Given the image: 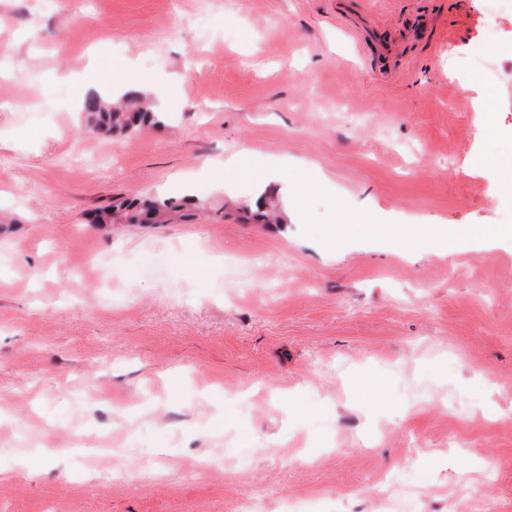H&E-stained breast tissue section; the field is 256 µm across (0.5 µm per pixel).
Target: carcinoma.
<instances>
[{"label": "carcinoma", "instance_id": "carcinoma-1", "mask_svg": "<svg viewBox=\"0 0 512 512\" xmlns=\"http://www.w3.org/2000/svg\"><path fill=\"white\" fill-rule=\"evenodd\" d=\"M82 109L86 127L124 135L134 134L146 126L161 125L166 119L164 112H155L130 100L123 107L116 106L96 93L84 99ZM182 218L181 205L173 199L148 198L139 203L120 201L99 220L109 224H175Z\"/></svg>", "mask_w": 512, "mask_h": 512}]
</instances>
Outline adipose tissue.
Masks as SVG:
<instances>
[{
	"instance_id": "obj_1",
	"label": "adipose tissue",
	"mask_w": 512,
	"mask_h": 512,
	"mask_svg": "<svg viewBox=\"0 0 512 512\" xmlns=\"http://www.w3.org/2000/svg\"><path fill=\"white\" fill-rule=\"evenodd\" d=\"M367 231L394 248L427 246L441 253L456 251L468 240L488 241L512 236L511 225L371 224Z\"/></svg>"
}]
</instances>
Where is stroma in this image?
<instances>
[{
    "mask_svg": "<svg viewBox=\"0 0 512 512\" xmlns=\"http://www.w3.org/2000/svg\"><path fill=\"white\" fill-rule=\"evenodd\" d=\"M112 74L165 125L86 133ZM258 155L331 186L248 221ZM511 160L490 0H0V512H512V238L324 244L512 225ZM183 217L181 205L176 204L173 198H148L139 203L120 201L108 209L105 217L98 218L100 222L109 224H175ZM358 227L394 248L428 246L441 253L456 251L467 240L488 241L512 236L511 225L361 224Z\"/></svg>",
    "mask_w": 512,
    "mask_h": 512,
    "instance_id": "1",
    "label": "stroma"
}]
</instances>
